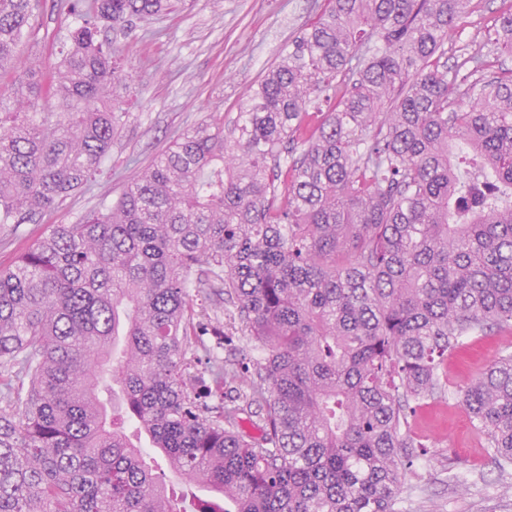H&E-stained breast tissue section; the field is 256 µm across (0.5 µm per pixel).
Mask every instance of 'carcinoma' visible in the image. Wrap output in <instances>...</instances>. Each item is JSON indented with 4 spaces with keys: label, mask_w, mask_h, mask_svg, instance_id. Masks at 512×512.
I'll return each instance as SVG.
<instances>
[{
    "label": "carcinoma",
    "mask_w": 512,
    "mask_h": 512,
    "mask_svg": "<svg viewBox=\"0 0 512 512\" xmlns=\"http://www.w3.org/2000/svg\"><path fill=\"white\" fill-rule=\"evenodd\" d=\"M329 2L232 127L183 131L0 267V512H402L409 419L512 325V68L444 61L471 0ZM172 7L71 0L59 61L21 65L39 2L0 0V231L104 174L128 113L102 23ZM226 319L262 349L243 373L200 367ZM458 398L508 471L512 352Z\"/></svg>",
    "instance_id": "1"
}]
</instances>
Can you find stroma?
I'll return each instance as SVG.
<instances>
[{"label":"stroma","mask_w":512,"mask_h":512,"mask_svg":"<svg viewBox=\"0 0 512 512\" xmlns=\"http://www.w3.org/2000/svg\"><path fill=\"white\" fill-rule=\"evenodd\" d=\"M501 7V0H472L467 18L448 34L449 63L465 53L489 52L488 28ZM328 8V0H186L174 13L118 37L126 74L118 100L129 120L112 147L111 176L0 241V265H10L48 226L74 223L117 198L183 130L213 114L228 124L236 120L251 88ZM72 23L60 0H41L35 34L19 47V57L59 49ZM508 348L512 328L472 337L465 351L448 360L451 391L465 387ZM411 427L429 450L402 480L406 512H512V493H504L500 473L457 399L429 400Z\"/></svg>","instance_id":"1"}]
</instances>
